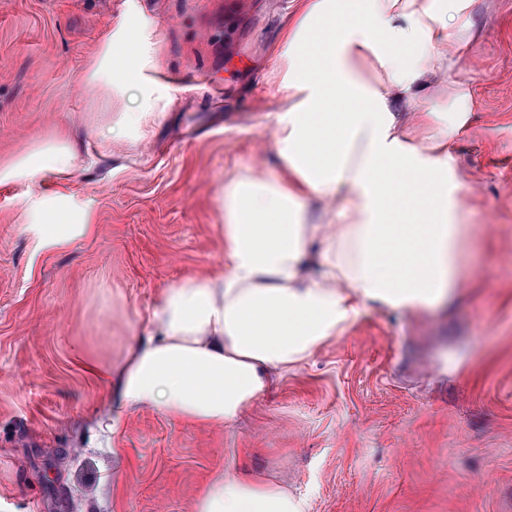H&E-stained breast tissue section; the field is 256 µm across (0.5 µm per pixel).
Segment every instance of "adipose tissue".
<instances>
[{"label":"adipose tissue","instance_id":"obj_1","mask_svg":"<svg viewBox=\"0 0 512 512\" xmlns=\"http://www.w3.org/2000/svg\"><path fill=\"white\" fill-rule=\"evenodd\" d=\"M472 0H290L268 74L277 109L264 145L233 170L219 202L224 268L165 291L155 330L118 369L102 421L127 412L230 426L272 374L305 361L367 308L417 315L442 307L470 277L462 242L492 233L473 223L476 187L454 179L452 147L474 97L442 92L457 61L449 40L472 38ZM157 21L128 10L103 34L85 71L113 113L115 140L147 143L173 102ZM66 138L0 171V181L60 173ZM196 512H306L287 491L216 476Z\"/></svg>","mask_w":512,"mask_h":512}]
</instances>
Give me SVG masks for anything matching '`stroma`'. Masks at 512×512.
<instances>
[{
  "label": "stroma",
  "mask_w": 512,
  "mask_h": 512,
  "mask_svg": "<svg viewBox=\"0 0 512 512\" xmlns=\"http://www.w3.org/2000/svg\"><path fill=\"white\" fill-rule=\"evenodd\" d=\"M161 29L174 101L147 145L100 144L83 84L128 2ZM289 0H0V168L65 132L61 175L0 183V512H195L218 474L302 497L307 512H512V0H475L452 80L474 110L455 148L497 272L446 309H368L229 427L141 408L99 448L103 385L162 293L224 265L218 189L276 108L267 74ZM86 216L54 246L35 200Z\"/></svg>",
  "instance_id": "stroma-1"
}]
</instances>
